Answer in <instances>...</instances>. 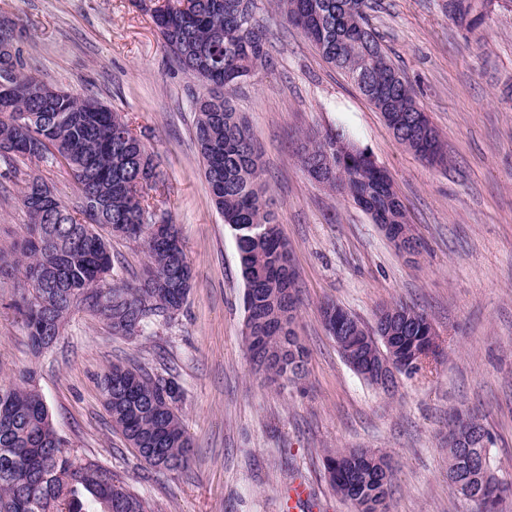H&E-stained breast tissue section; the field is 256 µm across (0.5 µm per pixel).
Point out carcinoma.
Returning a JSON list of instances; mask_svg holds the SVG:
<instances>
[{"label":"carcinoma","mask_w":512,"mask_h":512,"mask_svg":"<svg viewBox=\"0 0 512 512\" xmlns=\"http://www.w3.org/2000/svg\"><path fill=\"white\" fill-rule=\"evenodd\" d=\"M134 0L148 13L175 65L205 88L195 99V145L211 200L232 231L245 283L244 343L255 374L295 384L305 377L309 350L295 331L299 299L296 273L282 237L261 155L250 128L232 104L240 85L270 61L266 30L255 17L254 0ZM285 23L297 27L321 56L338 69L381 113L398 142L431 166L446 164L442 140L413 88L394 66L370 25L369 0H278ZM485 0H446L458 27L475 15L481 25ZM0 156L65 166L76 199L67 204L37 174L11 169L21 183L19 198L28 215L24 235L9 254L0 252V274L17 279L14 307L22 317L30 349L39 353L60 335L79 303L98 314L115 335L134 337L154 323H170L186 304L194 276L186 253L171 247L179 229L157 217L163 201L161 171L130 123L96 98H80L41 81L23 50V31L0 17ZM358 143L349 127L336 125L306 135L299 161L307 174L353 201L376 224L405 221L404 204L389 174L361 153H344L336 143ZM165 225L152 237L132 224ZM141 242L146 262L132 285L105 287L112 270L108 240L97 228ZM394 312L399 348L427 345L431 320L415 303L398 300L379 309L368 327L332 301L321 306L352 322L341 356L355 346L374 358L388 354L379 329ZM112 427L139 457L160 473L187 469L192 441L179 412V385L142 364L117 362L101 380ZM471 417L457 414L448 431V480L475 505L497 512L512 483L499 480L486 442L458 447ZM331 486L354 512H388L394 469L383 470L388 454L373 448H345L327 454ZM0 512H150L146 500L119 481L112 469L84 459L57 434L32 376L0 384Z\"/></svg>","instance_id":"1"}]
</instances>
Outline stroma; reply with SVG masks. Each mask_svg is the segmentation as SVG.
<instances>
[{"mask_svg": "<svg viewBox=\"0 0 512 512\" xmlns=\"http://www.w3.org/2000/svg\"><path fill=\"white\" fill-rule=\"evenodd\" d=\"M444 0H373L371 23L414 87L448 155L431 167L395 139L380 112L327 64L277 0H255L270 62L233 101L265 165L280 230L299 285L296 332L310 355L301 387L255 377L243 330L244 282L235 239L214 208L194 141L202 88L164 51L149 15L130 0H0V15L25 32L39 79L92 96L123 113L160 161L164 209L181 230L195 275L183 312L145 335H113L76 307L42 354L27 343L0 279V383L32 372L58 434L82 457L112 467L155 512H282L302 484L307 512H351L330 485L327 451L376 448L395 468L389 512H472L448 481V416L471 411L494 436L490 455L512 481V4L498 0L466 32ZM344 123L390 175L421 242L401 256L368 214L313 181L298 160L302 134ZM0 159V248L27 222L19 187ZM109 284L131 282L146 257L111 238ZM332 298L366 323L405 299L429 315L441 361L399 376L385 395L340 356L320 312ZM135 360L180 386L183 423L196 455L184 473L140 460L104 408L100 379Z\"/></svg>", "mask_w": 512, "mask_h": 512, "instance_id": "obj_1", "label": "stroma"}]
</instances>
